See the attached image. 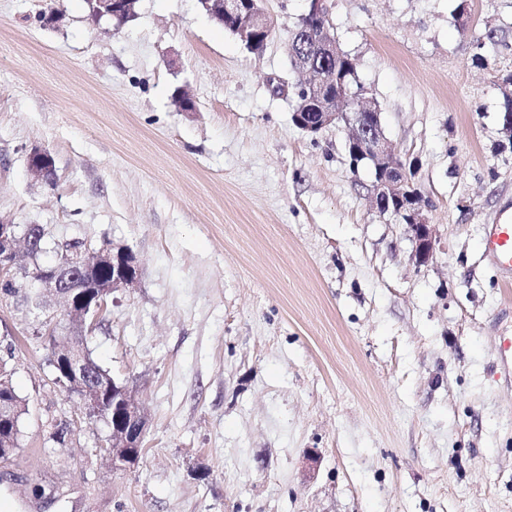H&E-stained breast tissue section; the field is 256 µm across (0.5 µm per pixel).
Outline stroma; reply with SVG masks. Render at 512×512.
<instances>
[{
    "label": "stroma",
    "instance_id": "stroma-1",
    "mask_svg": "<svg viewBox=\"0 0 512 512\" xmlns=\"http://www.w3.org/2000/svg\"><path fill=\"white\" fill-rule=\"evenodd\" d=\"M52 5L65 17L46 28ZM263 5L278 32L256 55L198 0H140L117 31L83 0H0V214L137 258L86 341L148 420L140 464L113 469L105 424L0 300V361L28 403L0 512H512V385L495 373L512 286L479 248L512 211V0H330L428 206L421 265L345 128L292 121L286 29L306 0ZM35 147L54 187L27 171Z\"/></svg>",
    "mask_w": 512,
    "mask_h": 512
}]
</instances>
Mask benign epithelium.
<instances>
[{
    "label": "benign epithelium",
    "mask_w": 512,
    "mask_h": 512,
    "mask_svg": "<svg viewBox=\"0 0 512 512\" xmlns=\"http://www.w3.org/2000/svg\"><path fill=\"white\" fill-rule=\"evenodd\" d=\"M213 4L208 14L215 18L234 20L233 31L251 52L264 50L272 35L275 19L257 0H204ZM91 17L104 16L120 21L137 17L136 0H90ZM329 15L327 0H308V14L301 15L298 24L306 17L326 18ZM316 54L295 51L298 71L311 73L330 60L342 56V49L332 30L324 27L314 35ZM295 99L300 109L292 113L294 124L309 135H317L329 126L345 127L348 147L355 162L369 161L374 166L371 196L376 206L391 213L394 220L404 226V232L415 242V260L426 263L433 257L434 238L430 222L424 213L421 196L413 192L405 164L388 148L380 127L366 121L365 110L376 103L366 88L349 93L342 84L317 79L296 87ZM28 172L42 183L49 182L55 174L54 159L45 149L34 148L28 154ZM17 224L0 215V275L8 279L14 275L33 277L34 302L29 311L35 317L50 310L49 298L64 303L63 318L69 324V333L56 336L51 345L50 358L61 368L65 389L78 396L83 414L90 420H103L108 425L106 443L98 449L111 461L112 468L125 469L140 459V448L146 434V417L128 382L115 383L112 377L101 374L88 359L83 342L87 318L100 315L107 299L117 288H129L138 279V266L132 254L122 248L106 244L99 248L85 245L76 253L86 257L84 268L109 269L112 281H87L78 287L72 285L75 268L57 263L40 274L27 272L28 255L43 250L45 232L38 224H28L24 234L16 232ZM118 391L119 411L115 422L102 415L104 396Z\"/></svg>",
    "instance_id": "1"
}]
</instances>
